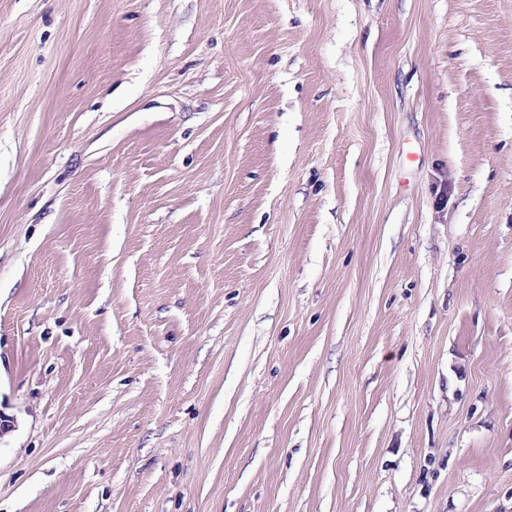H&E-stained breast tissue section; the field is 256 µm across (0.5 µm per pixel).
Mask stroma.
<instances>
[{"label":"stroma","instance_id":"stroma-1","mask_svg":"<svg viewBox=\"0 0 512 512\" xmlns=\"http://www.w3.org/2000/svg\"><path fill=\"white\" fill-rule=\"evenodd\" d=\"M0 512H512V0H0Z\"/></svg>","mask_w":512,"mask_h":512}]
</instances>
